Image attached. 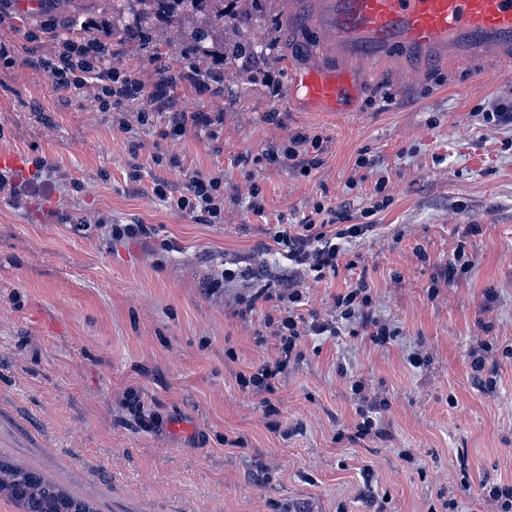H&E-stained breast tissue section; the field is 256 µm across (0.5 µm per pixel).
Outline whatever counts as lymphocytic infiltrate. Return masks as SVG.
I'll return each mask as SVG.
<instances>
[{
  "instance_id": "obj_1",
  "label": "lymphocytic infiltrate",
  "mask_w": 512,
  "mask_h": 512,
  "mask_svg": "<svg viewBox=\"0 0 512 512\" xmlns=\"http://www.w3.org/2000/svg\"><path fill=\"white\" fill-rule=\"evenodd\" d=\"M112 45L97 37L83 39L50 56L29 60V67L45 72L54 88L62 93L76 89H92L102 110L121 107L124 103L147 100L161 106L169 96L170 83L159 79L152 88L114 70L109 62ZM169 184L158 179L153 192L161 200H172L174 206L208 224L224 221V179L220 176L193 173L185 189L177 197H169ZM372 224H338L331 208L316 204L310 213L295 224H279L271 236L276 251L288 262V277L278 285L258 284L253 267L224 268L211 277L216 287L234 283L241 290L235 296L236 314L241 319L263 313L266 334L273 338L277 355L255 365L252 372L240 375L242 388L254 393L270 392L274 382L301 361L302 340L307 336H338L351 327H359L369 342L378 347L390 345L399 336L398 327L376 314L371 286L365 275L350 278L346 287L334 298L335 314L323 318L317 313L302 314L307 282H321L339 269H353L347 260L346 244L368 238L375 232ZM471 368L480 389L494 394L496 370L501 360L512 361V342L481 341L470 352ZM350 389L358 399L356 418L346 429L338 430L337 439L360 442L386 439L391 435L384 415L390 409L385 399L368 397L367 382L359 375L349 378Z\"/></svg>"
}]
</instances>
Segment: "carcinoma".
I'll return each instance as SVG.
<instances>
[{
    "mask_svg": "<svg viewBox=\"0 0 512 512\" xmlns=\"http://www.w3.org/2000/svg\"><path fill=\"white\" fill-rule=\"evenodd\" d=\"M208 17L209 26L183 34L185 52L195 55L204 66L202 76L215 92L227 91L224 77L240 74L239 65L257 67L270 50L251 36V30L265 20L261 0H112V15L120 18L124 31L144 45L153 43V20L182 29L186 18ZM232 28L234 40L217 48L210 29ZM0 498L18 512H97L95 504L79 497L43 474L0 460Z\"/></svg>",
    "mask_w": 512,
    "mask_h": 512,
    "instance_id": "1",
    "label": "carcinoma"
}]
</instances>
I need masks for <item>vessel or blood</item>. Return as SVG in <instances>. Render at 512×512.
<instances>
[{
    "instance_id": "1",
    "label": "vessel or blood",
    "mask_w": 512,
    "mask_h": 512,
    "mask_svg": "<svg viewBox=\"0 0 512 512\" xmlns=\"http://www.w3.org/2000/svg\"><path fill=\"white\" fill-rule=\"evenodd\" d=\"M354 64L293 77L297 99L320 112H348L368 68L406 52L448 51L456 64L512 47V0H326L319 18Z\"/></svg>"
}]
</instances>
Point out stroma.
<instances>
[{
  "label": "stroma",
  "instance_id": "35a3bbf8",
  "mask_svg": "<svg viewBox=\"0 0 512 512\" xmlns=\"http://www.w3.org/2000/svg\"><path fill=\"white\" fill-rule=\"evenodd\" d=\"M289 0H266L259 35L270 55L249 81L227 76V98L187 78L171 94L187 112L220 122L162 138L163 118L123 132L91 90L57 92L43 72L0 68V151L20 156L23 205L0 197V458L91 499L99 512H366L363 466L387 512H427L468 467L462 512H486L481 480H512V362L494 395L474 381L468 352L512 339V123L484 113L512 106V62L459 66L408 58L379 68L350 112H313L290 99L293 71L318 62L319 31L287 20ZM111 40L114 67L152 86L150 48L112 23L108 0H0V37L28 54L52 52L50 29ZM296 134L321 147L308 177L265 160ZM179 154L178 169L155 157ZM371 159L356 167L359 156ZM223 174L224 221L200 224L155 197V177L180 193L187 174ZM390 198L374 210V186ZM265 212L249 207L252 188ZM323 202L340 224H375L353 248L378 314L401 329L389 348L364 336L306 340L304 359L275 390L242 389L238 376L272 357L258 345L262 316L242 321L233 288L211 291L224 260L254 257L277 277L271 224H293ZM148 224L150 239L109 242L94 221ZM176 242L163 252L161 240ZM474 262L466 279L429 296L456 248ZM431 362L415 371L412 349ZM390 400L391 438L337 441L355 418L345 375ZM155 426L135 425L130 399ZM281 431H272L266 405ZM400 448L416 449L424 474ZM267 478L256 482L258 466Z\"/></svg>",
  "mask_w": 512,
  "mask_h": 512
}]
</instances>
